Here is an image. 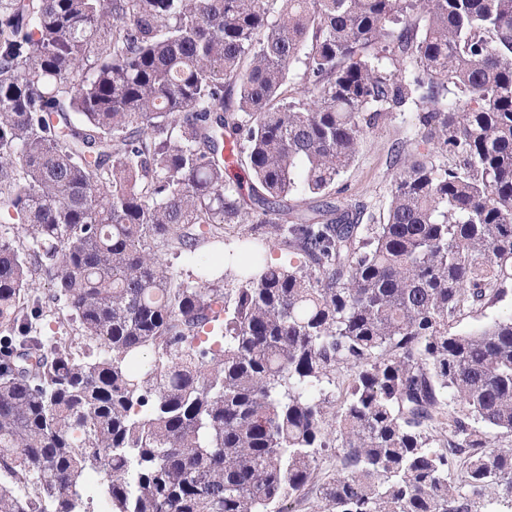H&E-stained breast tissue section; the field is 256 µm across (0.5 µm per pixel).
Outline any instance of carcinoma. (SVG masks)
<instances>
[{"label": "carcinoma", "mask_w": 512, "mask_h": 512, "mask_svg": "<svg viewBox=\"0 0 512 512\" xmlns=\"http://www.w3.org/2000/svg\"><path fill=\"white\" fill-rule=\"evenodd\" d=\"M410 106L382 220L326 200ZM0 207V512H284L330 433L325 512L512 496V313L456 330L512 288V0H0ZM202 224L299 262L186 282ZM98 472L96 470H90L87 473L84 486L78 491L79 495L83 499H96L98 503L97 512H107L106 502L103 496V492L100 488V479L98 478Z\"/></svg>", "instance_id": "cac0c4a2"}]
</instances>
